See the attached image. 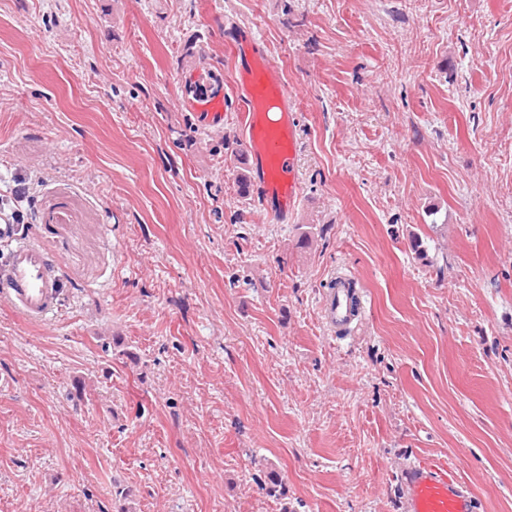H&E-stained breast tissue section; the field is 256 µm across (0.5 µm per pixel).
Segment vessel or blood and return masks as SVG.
Returning <instances> with one entry per match:
<instances>
[{
    "label": "vessel or blood",
    "instance_id": "obj_1",
    "mask_svg": "<svg viewBox=\"0 0 512 512\" xmlns=\"http://www.w3.org/2000/svg\"><path fill=\"white\" fill-rule=\"evenodd\" d=\"M238 69L233 90L241 103L244 140L255 194L277 204L279 223H288L301 198L295 171V101L288 92L279 63L267 53L253 27H245L227 45ZM184 106L200 113L205 129L224 124V81L210 68H195L181 98ZM52 257L38 244H17L9 254V273L0 283V301L33 323L49 321L60 291ZM322 317L327 325L350 326L348 289H337ZM403 512H477L472 491L458 469L446 460L416 457L399 473Z\"/></svg>",
    "mask_w": 512,
    "mask_h": 512
}]
</instances>
